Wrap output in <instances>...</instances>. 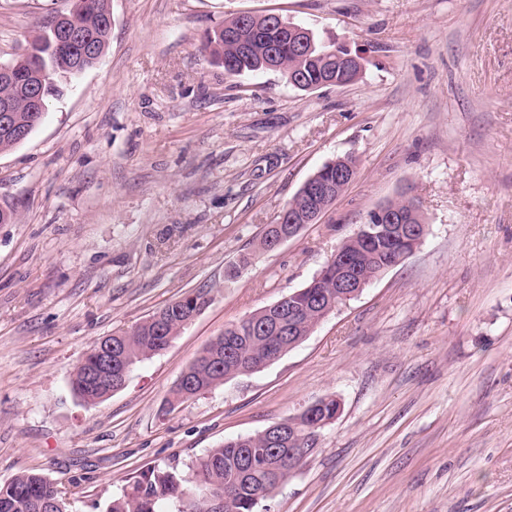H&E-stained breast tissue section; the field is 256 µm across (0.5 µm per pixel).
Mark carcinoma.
Here are the masks:
<instances>
[{
	"mask_svg": "<svg viewBox=\"0 0 512 512\" xmlns=\"http://www.w3.org/2000/svg\"><path fill=\"white\" fill-rule=\"evenodd\" d=\"M68 23L91 33L106 49L110 30L99 25L98 18L87 11L85 0H73L72 7L62 12ZM240 14L224 19V24L206 32L202 51L215 62L223 65L224 73L231 77L243 73H265L276 70L286 77L289 84L312 91L323 87L327 80L344 86L354 81L361 68L336 55L322 56V53L335 48V45L317 42L313 34L307 39L311 46L308 53L299 54L288 48L292 39L291 23L272 14L249 15L248 30L251 35L249 46L244 48L237 41L227 38L229 31L238 27ZM278 46L276 57H270L271 45ZM38 59L46 68L44 89L47 100L63 95V83L80 74L78 70L67 69L55 60L53 21L39 27L38 33L27 42L22 52L11 61L18 70H26L32 60ZM10 98L15 103L16 115L26 118L24 99L9 83L0 82V100ZM419 202L412 195V189L403 191L391 201V205L404 211L406 221L411 224L426 223L424 211L411 209ZM309 209L305 189L301 188L286 204L277 220L288 223V215H299ZM337 250L357 261L358 275L371 280L382 269L401 255L397 244L386 240L369 244L361 238L350 235L337 246ZM336 298V271L328 269L324 277L312 278L299 289V294L291 297L298 309L292 337L272 347L273 337L280 335L275 321L261 308L249 316L233 322L224 328L222 335L210 342L203 353L186 369L181 383L170 390L162 411L169 413L187 400L196 398L239 375L251 373L258 367L259 360L269 352V348L279 351L292 342L301 343L310 328L320 319L321 308L318 300ZM208 292L200 288L179 299L173 300L129 331L112 335V366L130 373L137 363L160 354L169 343L189 324L192 313H199L208 304ZM95 348H90L76 365L70 380L71 390L76 398L86 404H97L111 398L110 385L90 384L93 371ZM336 399L328 397L318 401L313 417L307 422L300 421L301 415L288 417V422L296 430L305 431L304 424L313 427L318 433L324 422L336 419ZM267 447L266 440L258 433L246 443L226 441L205 454L195 458L186 469H178L176 464L164 467H151L133 477L129 489L112 498L106 512H260L261 506L255 503L254 492L261 489L265 500L273 499L279 486L292 477L288 470V458L275 456L279 477L261 469L245 472L241 463L245 455L255 448ZM0 512H72L71 503L56 483L34 471L15 475L6 482H0Z\"/></svg>",
	"mask_w": 512,
	"mask_h": 512,
	"instance_id": "cac0c4a2",
	"label": "carcinoma"
}]
</instances>
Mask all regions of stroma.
<instances>
[{
	"label": "stroma",
	"mask_w": 512,
	"mask_h": 512,
	"mask_svg": "<svg viewBox=\"0 0 512 512\" xmlns=\"http://www.w3.org/2000/svg\"><path fill=\"white\" fill-rule=\"evenodd\" d=\"M101 61L0 152V482L35 470L106 512L147 467L189 464L335 397L272 512H512V0H110ZM69 0H0V63ZM273 13L360 57L343 87L225 77L202 51ZM356 174L280 248L255 246L308 177ZM413 186L429 231L261 371L170 413L226 325L302 288ZM253 255L237 277L226 268ZM199 288L210 302L100 404L69 381L98 339Z\"/></svg>",
	"instance_id": "obj_1"
}]
</instances>
